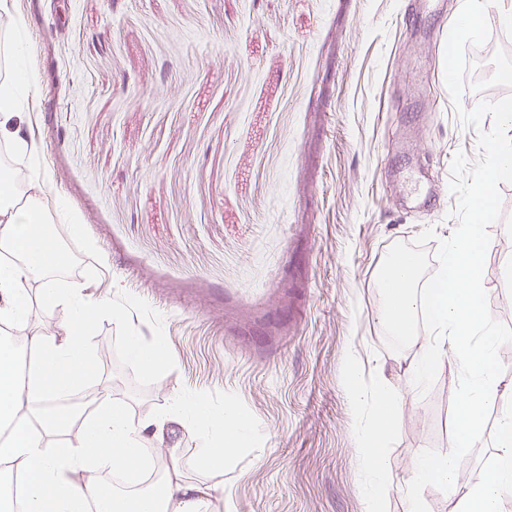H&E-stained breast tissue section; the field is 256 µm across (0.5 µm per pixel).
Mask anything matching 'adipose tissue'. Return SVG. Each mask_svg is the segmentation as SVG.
<instances>
[{
    "instance_id": "adipose-tissue-1",
    "label": "adipose tissue",
    "mask_w": 512,
    "mask_h": 512,
    "mask_svg": "<svg viewBox=\"0 0 512 512\" xmlns=\"http://www.w3.org/2000/svg\"><path fill=\"white\" fill-rule=\"evenodd\" d=\"M24 50H16L9 82L0 84V141L17 151L30 150L21 128V104L34 94L36 82L24 62ZM489 165L477 178L471 198L474 213L491 201V189L512 178V140L490 137ZM43 183L30 175L22 190L0 183V326L23 329L28 317V287L44 277V303L61 310L68 332L27 337L24 349L0 338V428H9L0 440V466L16 470L24 483L25 512H213L209 489L185 481L177 470H158L152 484L143 482L141 448L146 441L165 444L167 424H178L198 445L197 464L204 470H223L224 460L248 446L252 428L246 414L235 406L216 407L202 394L172 391L166 409L132 426L121 403L111 400L96 380V365L86 338L103 311L125 317L124 307L90 302L70 283L47 279L63 256L43 224ZM483 239L478 224L461 225L443 249L437 281L418 292L413 282L418 270L414 255L391 257L379 282L383 296L380 317L389 330L412 344L415 354L407 365L410 388L425 384L443 366L462 372L458 406V432L443 453L420 459L410 477L393 482L382 455L388 430L403 415L400 397L390 394L385 382L366 384L351 375L347 386L354 400L370 401L368 418L356 432L357 453L376 492L396 486L407 512H422V490L432 485L454 498L451 512H512V383H501L496 348L503 339L485 305L481 286ZM425 312L431 327L415 335L412 324ZM35 352L25 379H18L22 350ZM130 360L144 373L162 378L166 345L161 339L145 342L128 336ZM83 393L97 406L95 414L79 419L59 407V400ZM500 404L502 415L492 435L497 450L493 474L472 484L464 477L462 461L480 431L487 405ZM72 438L55 442L63 431ZM124 474L126 488H108L98 473Z\"/></svg>"
}]
</instances>
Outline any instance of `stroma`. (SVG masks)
Masks as SVG:
<instances>
[{"label": "stroma", "instance_id": "1", "mask_svg": "<svg viewBox=\"0 0 512 512\" xmlns=\"http://www.w3.org/2000/svg\"><path fill=\"white\" fill-rule=\"evenodd\" d=\"M407 0H13L38 82L22 128L80 237L50 231L83 267L102 314L87 340L113 399L133 422L166 407L168 391L242 409L249 447L224 471L197 468L195 443L168 424L166 443L189 482L234 512H405L394 491L371 503L352 437L365 409L351 373L385 378L407 403L386 437L393 479L448 448L457 432L460 375L442 367L408 390L414 354L379 318L377 285L391 246L420 248L415 290L438 274L442 247L475 220L466 201L486 169L491 113L512 100V28L481 24L460 39L442 14ZM494 57L495 99L468 102L469 48ZM486 241V307L507 345L512 302L501 278L512 243V179L477 218ZM163 337L164 381L129 359L126 338ZM502 408L488 405L465 459L470 480L494 466Z\"/></svg>", "mask_w": 512, "mask_h": 512}]
</instances>
